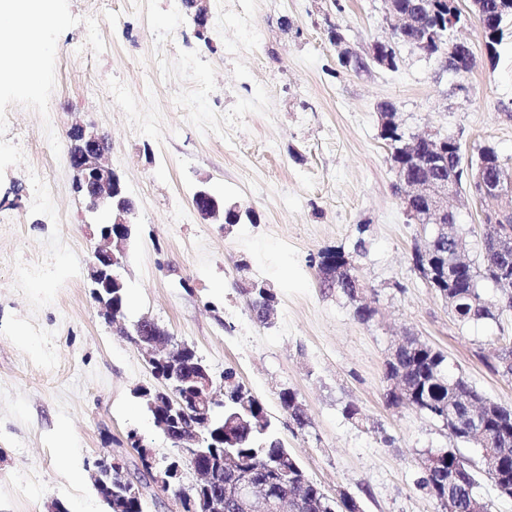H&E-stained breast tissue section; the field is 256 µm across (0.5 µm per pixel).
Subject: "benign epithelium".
Returning <instances> with one entry per match:
<instances>
[{"instance_id": "benign-epithelium-1", "label": "benign epithelium", "mask_w": 512, "mask_h": 512, "mask_svg": "<svg viewBox=\"0 0 512 512\" xmlns=\"http://www.w3.org/2000/svg\"><path fill=\"white\" fill-rule=\"evenodd\" d=\"M384 19L391 36L397 38L414 25L412 16L396 8L395 0H380ZM512 13V0H504L499 6V15L490 17L477 13L483 32L490 38L501 35V16ZM332 45L339 61L346 65L351 60L364 63L362 71L374 69L392 70L393 56L388 42L375 41L359 52L346 43L338 28H331ZM380 136L394 129H402L397 107L379 111ZM78 145L70 153V165L77 172L87 209L97 216L99 243L88 260V280L92 298L98 305L100 315L123 336L131 338L144 355L148 366H160L180 358L184 345L173 342L172 337L147 317L132 325L112 316V283L120 282L126 256V244L130 238L133 208L119 176L109 161V148L104 137L82 125L72 128ZM436 132H425L409 136L404 140L403 162L393 165L397 177V189L404 211L419 224L417 256L424 259L429 252L432 238L448 236V225L443 217L448 214V199L457 196V180L445 176L447 153L436 151L426 154L421 144L431 142ZM482 196L488 200H512V183L505 180L498 170H483L474 180ZM195 209L203 219H212L220 211V203L205 186L196 194ZM496 239L506 243L502 252L503 270H512V226L498 227ZM165 389L159 391V399L151 403L159 415L158 429L173 444V456L157 458L152 451L143 449L150 469L139 468L137 474H128L127 485L132 496L146 493V487L164 491L170 480H183L184 470L195 476L188 486L208 490L205 512H301L304 500L295 495L291 498L273 495L266 484L250 478L241 479L231 486L221 481L224 471L234 469L232 463L222 457L212 459L213 452L206 446V433L213 432L224 437V427L214 424L212 409L218 402V394L224 391V374H215L210 369H200L198 375L186 378L176 372L165 375ZM112 460L103 457L94 462L90 470L92 482L105 487V479L112 477Z\"/></svg>"}]
</instances>
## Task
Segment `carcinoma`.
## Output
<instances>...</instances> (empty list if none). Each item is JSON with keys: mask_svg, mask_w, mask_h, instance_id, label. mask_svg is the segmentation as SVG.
I'll return each mask as SVG.
<instances>
[{"mask_svg": "<svg viewBox=\"0 0 512 512\" xmlns=\"http://www.w3.org/2000/svg\"><path fill=\"white\" fill-rule=\"evenodd\" d=\"M456 22L452 27L443 29L448 36V46H453L458 33L467 22V15L454 0ZM367 253V242L357 237L352 250L342 247L326 248L318 253V270L328 267L331 260L346 259L350 269H355L358 258ZM433 261L438 268L448 269V276L430 283L448 303L458 321L462 323L493 320L500 310L512 308V293L509 305H501L484 297L482 283L489 282L498 288H512V281L504 283L498 257L483 250L480 266L470 263L459 266L453 256V243L443 238L433 244ZM253 287L242 288L250 311L256 320H261V310L265 304L277 301L273 288L263 281H251ZM404 346L397 348L396 366L386 372L389 381L397 382L396 388L406 391L404 398L391 401L393 405H404L424 415L445 422L451 415H457L454 423L448 424V430L458 441L467 444L482 443V447L491 450L502 465L495 473L486 467L485 459L474 462L455 451L440 450L438 467L430 476H423L420 485L429 494L442 501L448 498V470L458 469L466 474L463 495L475 494L479 485V476L487 475L502 497L512 498V408L503 406L487 398L475 386L461 376L448 371V357L432 346L411 337H405ZM489 358L505 374H512V365L506 366L505 360H512V338L491 351ZM298 393L291 388L279 391L278 398L283 411L288 413L293 424L302 429L307 426L305 412L292 409ZM224 447L216 449L218 453H231L239 461V471L247 473L262 461L277 467L275 471L258 472L271 488L281 494L294 495L304 492L308 512H324V492L302 467L298 458L288 450L278 436L267 411L251 389L236 380L232 370L224 371Z\"/></svg>", "mask_w": 512, "mask_h": 512, "instance_id": "obj_1", "label": "carcinoma"}]
</instances>
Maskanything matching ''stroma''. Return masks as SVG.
Wrapping results in <instances>:
<instances>
[{"label": "stroma", "instance_id": "obj_1", "mask_svg": "<svg viewBox=\"0 0 512 512\" xmlns=\"http://www.w3.org/2000/svg\"><path fill=\"white\" fill-rule=\"evenodd\" d=\"M204 26L181 0H112L101 20L84 0H55L56 18L37 23L41 51L23 89L0 81V512H106L87 478L100 454L135 464L130 434L156 456L172 444L138 393L157 387L140 350L113 332L86 286L95 246L83 197L68 163L73 124L107 135L112 166L136 202L125 282L128 317L146 316L194 347L212 371L233 369L263 401L280 437L327 494L345 492L362 512H443L420 490L427 453L459 445L442 423L390 405L385 361L411 334L445 353L495 402L512 405V375L481 354L512 336V310L458 322L412 261L418 225L395 192V172L379 135L380 102L398 107L407 130L455 137L464 156L485 144L512 166V37L488 61L480 22L463 36L470 72L452 75L404 47L395 71L340 67L326 39L338 26L356 50L389 37L380 0H251L252 28L219 0H201ZM229 43L249 50L225 61ZM202 54L199 94H187L182 67ZM45 167L47 186L32 177ZM208 185L256 223L204 221L193 194ZM470 261L482 257L481 206H454ZM364 235L358 275L376 314L367 323L349 301L321 287V250ZM246 260L249 269L236 264ZM277 294L271 324L257 322L239 292L243 278ZM295 390L308 424L297 429L278 393ZM358 406L361 424L346 419ZM68 425L75 451L56 448ZM82 473L73 483L69 471Z\"/></svg>", "mask_w": 512, "mask_h": 512}]
</instances>
